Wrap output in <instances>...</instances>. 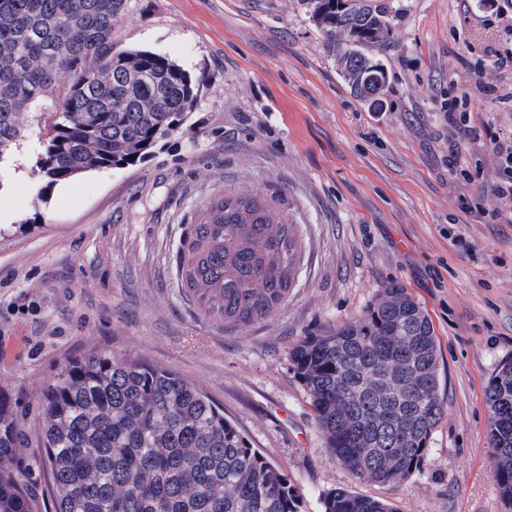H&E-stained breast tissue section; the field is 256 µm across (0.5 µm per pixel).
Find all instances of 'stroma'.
<instances>
[{"label": "stroma", "mask_w": 512, "mask_h": 512, "mask_svg": "<svg viewBox=\"0 0 512 512\" xmlns=\"http://www.w3.org/2000/svg\"><path fill=\"white\" fill-rule=\"evenodd\" d=\"M382 111L342 79L301 0H129L119 47L176 60L200 84L187 132L142 161L73 179L58 199L33 172L43 127L0 159V394L22 428L70 358L131 355L199 385L320 512L344 487L395 512H507L493 481L483 386L512 360V207L494 137L512 133L507 0H397ZM467 97L473 139L448 121ZM273 197L302 261L268 318L228 328L180 287L188 225L227 192ZM426 307L444 400L427 458L398 486L358 480L329 454L294 374L299 340L358 318L390 283Z\"/></svg>", "instance_id": "stroma-1"}]
</instances>
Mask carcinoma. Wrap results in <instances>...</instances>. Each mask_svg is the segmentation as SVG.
<instances>
[{"mask_svg": "<svg viewBox=\"0 0 512 512\" xmlns=\"http://www.w3.org/2000/svg\"><path fill=\"white\" fill-rule=\"evenodd\" d=\"M351 92L385 95L366 49L391 37L395 0H301ZM128 0H0V162L44 123L35 171L49 188L131 165L186 127L200 85L175 60L112 41ZM302 259L297 225L268 198L228 193L189 226L176 256L181 287L226 327L250 326L288 298ZM439 338L408 289H382L363 315L290 352L326 447L355 478L398 485L425 462L441 419ZM493 481L512 512V360L483 389ZM35 448L54 512H301L304 495L208 395L138 357L92 351L42 387ZM27 439L0 395V512H37L23 470ZM320 512H394L333 488Z\"/></svg>", "mask_w": 512, "mask_h": 512, "instance_id": "cac0c4a2", "label": "carcinoma"}]
</instances>
